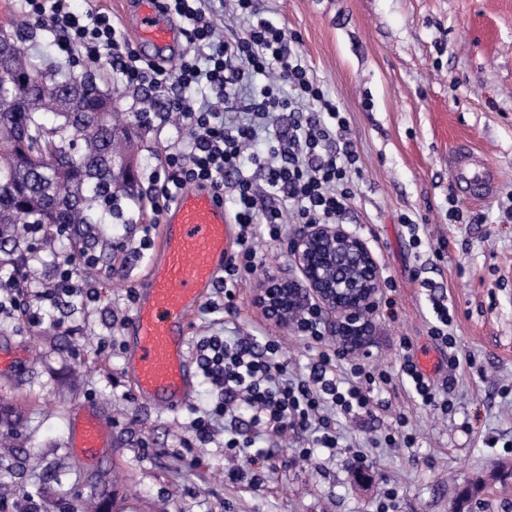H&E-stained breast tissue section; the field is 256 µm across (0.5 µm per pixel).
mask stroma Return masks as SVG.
Here are the masks:
<instances>
[{"label":"stroma","instance_id":"35a3bbf8","mask_svg":"<svg viewBox=\"0 0 512 512\" xmlns=\"http://www.w3.org/2000/svg\"><path fill=\"white\" fill-rule=\"evenodd\" d=\"M265 16L297 35L313 77L350 116L358 152L355 196L340 222L362 237L382 277L392 279L393 307H378L374 336L354 359L396 373L400 342L414 355L437 350L428 330L432 301L447 303L450 327L470 367L433 379L451 389L448 413L418 405L408 389L382 392L372 415L337 414L339 443L309 459L296 441L273 447L265 468L247 456L229 458L224 438L185 448L192 407L210 387L195 374L189 407L152 406L129 385L121 346L133 312L129 289L147 264L137 253L140 227L155 223L147 198L158 154L180 145L178 125L145 117L143 96L113 79L107 62L74 76L91 77L112 96L124 124L138 130L135 171L139 199H121L126 223L112 227L113 250L96 278L98 301L73 299L61 323L28 324L0 317V344L24 355L15 381L0 382V433L18 418L15 450L0 456L10 485L5 503L23 492L43 512H78L97 491L104 512H512V0H257ZM28 56L68 61L49 23L28 16L22 0H0ZM478 152L496 171L498 190L479 199L450 179L459 148ZM457 206L462 221L448 217ZM419 222L423 247H413L401 215ZM446 240L443 259L430 246ZM258 269L243 282L234 313L200 308L191 341L217 333L229 339L254 330L277 337L290 373L304 376L316 351L295 328L265 319L257 296L274 276L292 271L286 244L255 240ZM115 340L99 351L101 340ZM96 405L109 421L112 449L89 462L69 445L73 413ZM408 418L410 448H390L396 414ZM365 472L350 466L353 452ZM237 469L241 480L230 481ZM260 476L261 487L250 483Z\"/></svg>","mask_w":512,"mask_h":512}]
</instances>
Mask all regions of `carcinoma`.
I'll use <instances>...</instances> for the list:
<instances>
[{"label":"carcinoma","mask_w":512,"mask_h":512,"mask_svg":"<svg viewBox=\"0 0 512 512\" xmlns=\"http://www.w3.org/2000/svg\"><path fill=\"white\" fill-rule=\"evenodd\" d=\"M43 69V81L20 92L0 84V249L15 252L27 245L30 224H66L72 236L41 241V252L53 258L69 245H99L112 250L107 229L120 216L118 197H135L126 184L123 162L132 157L126 145L131 131L112 123V101L96 83L78 79L60 67L26 60L14 47L11 69L16 79ZM83 87L73 96L70 90ZM78 144L77 161H67ZM41 156L38 164L15 162L17 150Z\"/></svg>","instance_id":"cac0c4a2"}]
</instances>
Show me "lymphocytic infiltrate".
Returning <instances> with one entry per match:
<instances>
[{"mask_svg":"<svg viewBox=\"0 0 512 512\" xmlns=\"http://www.w3.org/2000/svg\"><path fill=\"white\" fill-rule=\"evenodd\" d=\"M228 2L247 20L244 31L230 38L218 36L216 22L208 16L214 0H164L165 13L188 24L189 39L199 50L174 70L142 56L120 37L107 13H77L69 0H24V6L28 15L49 17L55 44L72 66L108 58L125 86L160 99L164 111L179 116L187 140L183 148L159 156L150 174V202L155 213H162L189 185L210 186L224 201L239 227L238 249L219 279L229 313L237 286L257 269V235L277 242L291 224L335 223L354 197L350 174L357 155L347 138L346 112L310 76L295 35L265 17L256 0ZM258 75L266 82L255 90L251 83ZM262 133L271 145L259 155L253 143ZM247 165L252 174H244ZM94 258L89 248L77 259L58 257L50 279L38 288L19 273L0 274V314L19 311L40 324L66 298L95 301L91 280L76 271ZM296 330L318 347L308 375L301 378L289 376L282 346L273 337L230 342L212 335L198 341L196 362L212 388V400L190 424L192 441L206 444L220 432L225 452L258 459L266 451L256 447V433L274 438L308 434L312 443L300 454L309 457L315 449L338 445L329 410L371 413L377 391L399 384L422 406L443 412L451 406L420 371L409 341L400 344L397 374L353 363L348 376L339 378L335 371L342 356L321 346L325 325L317 304L299 315ZM243 409L251 413L244 427L237 423Z\"/></svg>","mask_w":512,"mask_h":512,"instance_id":"obj_1","label":"lymphocytic infiltrate"}]
</instances>
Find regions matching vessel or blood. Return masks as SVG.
I'll return each mask as SVG.
<instances>
[{
	"label": "vessel or blood",
	"mask_w": 512,
	"mask_h": 512,
	"mask_svg": "<svg viewBox=\"0 0 512 512\" xmlns=\"http://www.w3.org/2000/svg\"><path fill=\"white\" fill-rule=\"evenodd\" d=\"M175 34L157 0H139L134 35L141 45L163 49L172 44ZM450 175L454 184L481 198L497 188L492 170L471 153L456 156ZM232 253V220L214 191L197 186L182 190L157 227L128 321L132 331L128 379L160 408L174 411L189 401L190 321ZM105 427L98 409L85 405L72 433L73 447L97 457L107 445Z\"/></svg>",
	"instance_id": "obj_1"
}]
</instances>
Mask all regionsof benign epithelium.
Returning <instances> with one entry per match:
<instances>
[{"mask_svg": "<svg viewBox=\"0 0 512 512\" xmlns=\"http://www.w3.org/2000/svg\"><path fill=\"white\" fill-rule=\"evenodd\" d=\"M13 41L0 39V78L11 81ZM294 273L270 280L258 303L277 323L288 326L309 302L331 317L341 353L361 350L372 336L370 317L380 292L381 271L367 243L342 224H304L288 242Z\"/></svg>", "mask_w": 512, "mask_h": 512, "instance_id": "7a95c632", "label": "benign epithelium"}]
</instances>
